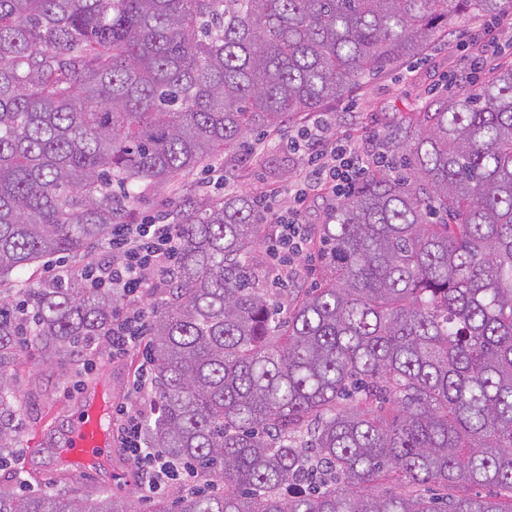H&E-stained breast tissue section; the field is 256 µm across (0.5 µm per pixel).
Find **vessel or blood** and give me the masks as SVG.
Segmentation results:
<instances>
[{"label": "vessel or blood", "instance_id": "1", "mask_svg": "<svg viewBox=\"0 0 512 512\" xmlns=\"http://www.w3.org/2000/svg\"><path fill=\"white\" fill-rule=\"evenodd\" d=\"M112 405L91 400L86 412L73 427L66 448L60 454L64 462L81 469L96 467L112 447Z\"/></svg>", "mask_w": 512, "mask_h": 512}]
</instances>
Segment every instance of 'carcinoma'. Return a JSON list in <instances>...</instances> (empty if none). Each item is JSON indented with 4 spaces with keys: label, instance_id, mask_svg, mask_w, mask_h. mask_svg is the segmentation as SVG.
I'll list each match as a JSON object with an SVG mask.
<instances>
[{
    "label": "carcinoma",
    "instance_id": "carcinoma-1",
    "mask_svg": "<svg viewBox=\"0 0 512 512\" xmlns=\"http://www.w3.org/2000/svg\"><path fill=\"white\" fill-rule=\"evenodd\" d=\"M501 0H0V285L86 255L136 189L281 132ZM410 175L379 170L313 243L328 273L281 306L243 195L184 197L178 273L149 322L148 447L218 491L152 512H512V66L405 118ZM112 289L0 299V461L19 345L84 354ZM403 487L375 495L373 485ZM445 490L426 495V487ZM478 486L492 490L481 496ZM0 512H134L0 484Z\"/></svg>",
    "mask_w": 512,
    "mask_h": 512
}]
</instances>
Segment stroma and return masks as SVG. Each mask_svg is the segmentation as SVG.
I'll use <instances>...</instances> for the list:
<instances>
[{
	"label": "stroma",
	"instance_id": "1",
	"mask_svg": "<svg viewBox=\"0 0 512 512\" xmlns=\"http://www.w3.org/2000/svg\"><path fill=\"white\" fill-rule=\"evenodd\" d=\"M506 64H512V27L496 24L477 12L466 13L457 20L451 35L431 36L422 55L352 87L343 100L320 110L318 116H305L277 135H252L253 150L246 156L245 167L219 158L190 180L176 179L171 188L141 187L127 207L126 221L138 224L149 217L167 216L176 201L190 193H243L288 206L304 163L289 147L288 138L312 127L314 119L325 122L328 139L350 142L363 151L387 152L405 113L469 93L489 80L498 66ZM325 272L318 247L310 245L292 266L282 268L279 278L287 290L308 289L315 287ZM90 357L91 368H83L76 358L61 369L24 351L15 373L19 436L12 460L0 467V482L26 484L43 492L66 486L87 493L105 492L133 499L138 512H151L155 499L137 489L127 449L113 446L106 469L86 472L78 479L60 461V450L76 416L93 396L91 380H98L112 392L113 426H120L125 408L140 409L146 418L157 415L154 391L141 394L136 390V379L145 362L142 348L112 357L96 347Z\"/></svg>",
	"mask_w": 512,
	"mask_h": 512
}]
</instances>
